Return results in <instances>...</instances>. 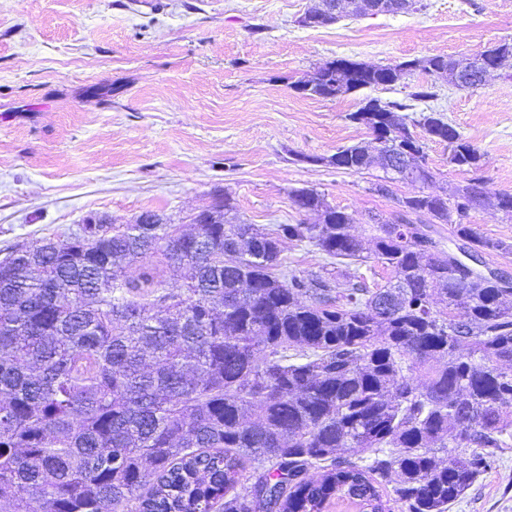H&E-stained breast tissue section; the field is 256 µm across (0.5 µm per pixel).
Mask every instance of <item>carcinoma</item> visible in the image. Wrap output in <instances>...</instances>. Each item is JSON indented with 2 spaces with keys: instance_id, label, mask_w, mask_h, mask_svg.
Returning a JSON list of instances; mask_svg holds the SVG:
<instances>
[{
  "instance_id": "carcinoma-1",
  "label": "carcinoma",
  "mask_w": 512,
  "mask_h": 512,
  "mask_svg": "<svg viewBox=\"0 0 512 512\" xmlns=\"http://www.w3.org/2000/svg\"><path fill=\"white\" fill-rule=\"evenodd\" d=\"M488 62L512 72V41L463 67L333 60L304 95L338 99L420 70L432 83L410 97L425 100L438 81L478 86ZM379 106L349 114L372 138L338 149L336 168H379L382 196L394 163L432 181L408 105ZM423 129L454 131L433 114ZM455 166L476 173L483 155L461 138ZM500 196L475 176L452 207L446 195L399 199L392 224L406 233L371 225L367 255L353 217L309 188L290 199L325 211L321 224H236L216 194L191 233L82 224L15 245L0 261V512H323L343 498L448 512L512 437V288L469 277L405 216L446 224L449 209L464 218ZM454 233L475 252L512 250L461 221ZM286 242L339 265L372 259L389 278L288 276ZM157 253L185 270L182 287L120 265Z\"/></svg>"
}]
</instances>
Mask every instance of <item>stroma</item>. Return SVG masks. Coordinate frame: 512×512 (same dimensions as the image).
Returning a JSON list of instances; mask_svg holds the SVG:
<instances>
[{
    "label": "stroma",
    "instance_id": "obj_1",
    "mask_svg": "<svg viewBox=\"0 0 512 512\" xmlns=\"http://www.w3.org/2000/svg\"><path fill=\"white\" fill-rule=\"evenodd\" d=\"M318 2L0 0V258L145 210L188 230L217 190L262 228L318 223L291 203L302 187L351 214L362 238L372 218L394 219L417 186L384 197L371 175L319 159L369 140L349 119L363 99L404 100L425 74L335 100L302 96L297 84L339 58H473L512 40V0H421L418 11L301 26ZM433 111L483 154L490 189L512 193V76L438 84L404 113L414 135ZM427 153L431 191L469 179L445 143L428 141ZM448 512H512V442Z\"/></svg>",
    "mask_w": 512,
    "mask_h": 512
}]
</instances>
